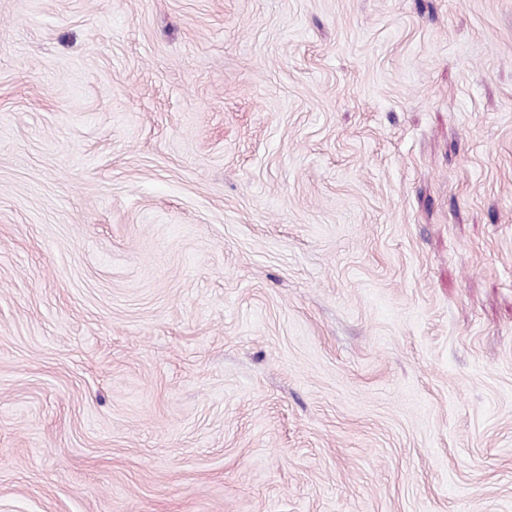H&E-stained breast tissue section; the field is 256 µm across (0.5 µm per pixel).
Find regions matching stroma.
Masks as SVG:
<instances>
[{"label":"stroma","mask_w":512,"mask_h":512,"mask_svg":"<svg viewBox=\"0 0 512 512\" xmlns=\"http://www.w3.org/2000/svg\"><path fill=\"white\" fill-rule=\"evenodd\" d=\"M0 512H512V0H0Z\"/></svg>","instance_id":"35a3bbf8"}]
</instances>
